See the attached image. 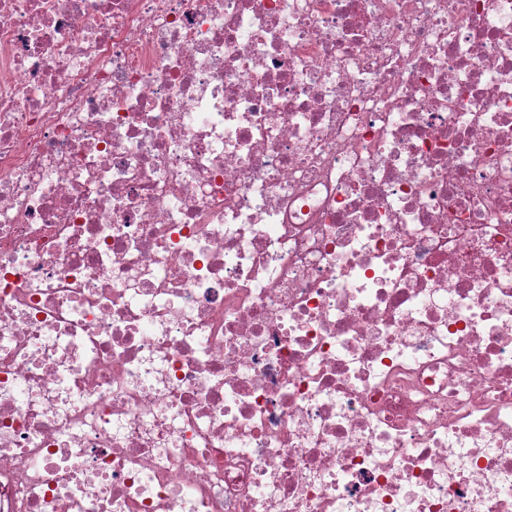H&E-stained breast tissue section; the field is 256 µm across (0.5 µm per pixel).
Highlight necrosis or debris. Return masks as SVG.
Returning a JSON list of instances; mask_svg holds the SVG:
<instances>
[{
    "instance_id": "1",
    "label": "necrosis or debris",
    "mask_w": 512,
    "mask_h": 512,
    "mask_svg": "<svg viewBox=\"0 0 512 512\" xmlns=\"http://www.w3.org/2000/svg\"><path fill=\"white\" fill-rule=\"evenodd\" d=\"M0 512H512V0H0Z\"/></svg>"
}]
</instances>
